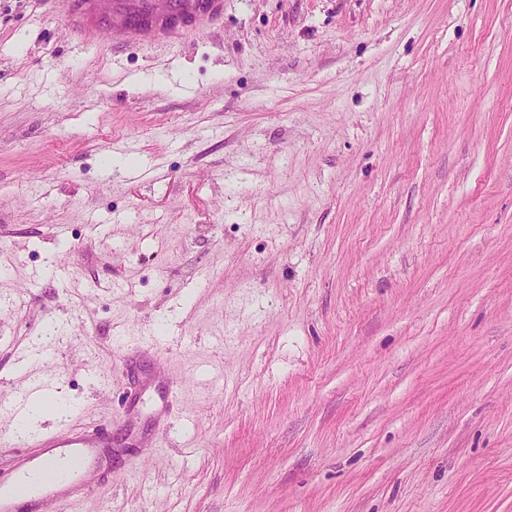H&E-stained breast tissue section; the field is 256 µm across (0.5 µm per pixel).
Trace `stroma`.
<instances>
[{"label": "stroma", "instance_id": "stroma-1", "mask_svg": "<svg viewBox=\"0 0 512 512\" xmlns=\"http://www.w3.org/2000/svg\"><path fill=\"white\" fill-rule=\"evenodd\" d=\"M111 423L50 512H512V0H0V396ZM170 401L169 432L150 409ZM84 10L81 13H74L70 5L72 0H49L48 2L54 6L55 15L67 21L74 27L84 28L91 20L93 13L97 11V0H83Z\"/></svg>", "mask_w": 512, "mask_h": 512}]
</instances>
